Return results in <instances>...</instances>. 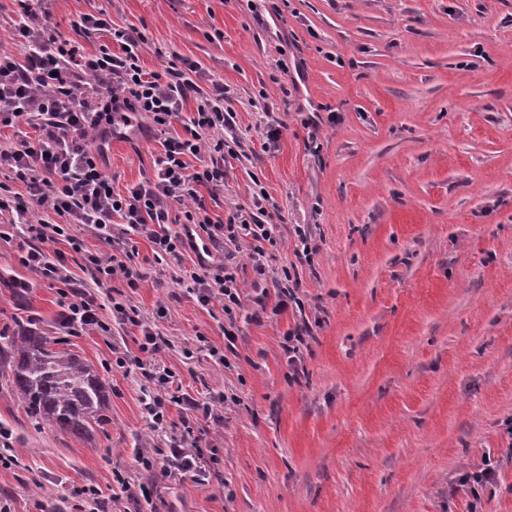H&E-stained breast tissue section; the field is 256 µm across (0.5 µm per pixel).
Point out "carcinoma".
I'll use <instances>...</instances> for the list:
<instances>
[{"label":"carcinoma","instance_id":"1","mask_svg":"<svg viewBox=\"0 0 512 512\" xmlns=\"http://www.w3.org/2000/svg\"><path fill=\"white\" fill-rule=\"evenodd\" d=\"M57 345L18 323L0 331V384L37 429L90 437L111 423L107 385L91 364Z\"/></svg>","mask_w":512,"mask_h":512}]
</instances>
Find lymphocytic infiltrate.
Instances as JSON below:
<instances>
[{"instance_id": "1", "label": "lymphocytic infiltrate", "mask_w": 512, "mask_h": 512, "mask_svg": "<svg viewBox=\"0 0 512 512\" xmlns=\"http://www.w3.org/2000/svg\"><path fill=\"white\" fill-rule=\"evenodd\" d=\"M18 19L8 42L0 41V128L32 126L36 138L21 135L0 144V170L12 185L0 183V217L20 226L29 249L23 265L43 279L61 284L59 326L67 336L87 330L109 333L99 316L96 294L71 288L62 252L46 244L63 242L83 256L84 268L97 285L125 279L129 289L140 276L122 261L125 242L146 234L158 255L182 257L195 251L199 269L191 273V291L199 303L224 300L226 315L241 307L240 287L227 245H248L257 274L267 271L266 255L276 245L277 225L236 218L214 219L199 187L223 186L227 157L237 151L224 138L233 113L224 104V85L212 90L193 113L184 105L196 84L188 70H147L134 28L113 27L101 15L84 14L76 31L108 30L112 45L87 50L60 34L50 22V0H16ZM144 114L150 129L163 133L162 150L150 173L126 191H115L105 175V142L133 113ZM183 134H171L174 122ZM47 215L33 219L31 203ZM179 214H172V205ZM89 228L113 253L87 250L75 233ZM223 260H214L216 252Z\"/></svg>"}]
</instances>
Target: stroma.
<instances>
[{
	"mask_svg": "<svg viewBox=\"0 0 512 512\" xmlns=\"http://www.w3.org/2000/svg\"><path fill=\"white\" fill-rule=\"evenodd\" d=\"M51 21L104 11L138 29L146 69L196 66V110L223 82L241 139L223 189H201L229 218L254 186L280 226L260 276L240 245L242 306L200 305L179 281L191 256L156 259L131 240L144 276L139 325L66 336L55 285L0 240V330L24 321L60 341L110 386V425L91 438L35 430L0 385V425L20 466L0 470L11 512H74L87 483L130 512L137 453L182 446L198 480L155 472V512H512V0H53ZM273 120L279 137L258 127ZM136 115L106 144L123 190L151 171L160 136ZM317 253L295 254V225ZM299 300L274 313L276 273ZM163 344L141 354L142 326ZM237 336L228 365L211 358ZM307 332L292 367L284 336ZM208 345H201L200 337ZM130 364L105 371L113 351ZM175 374L211 416L169 408L154 425L140 402L149 373ZM496 467L468 489L464 471ZM121 471L125 485L112 479Z\"/></svg>",
	"mask_w": 512,
	"mask_h": 512,
	"instance_id": "1",
	"label": "stroma"
}]
</instances>
